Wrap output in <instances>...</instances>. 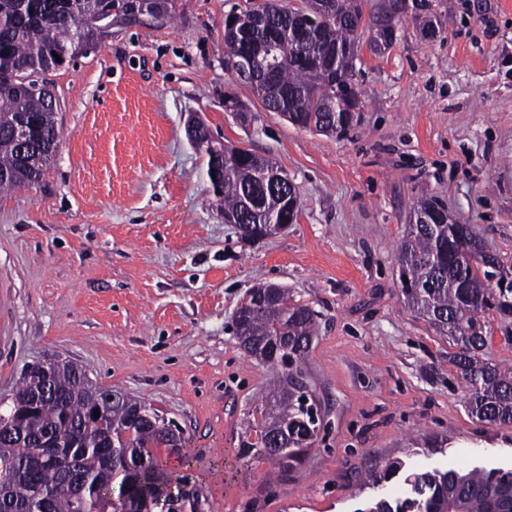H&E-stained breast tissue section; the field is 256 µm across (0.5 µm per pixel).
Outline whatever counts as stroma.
Masks as SVG:
<instances>
[{"instance_id": "stroma-1", "label": "stroma", "mask_w": 512, "mask_h": 512, "mask_svg": "<svg viewBox=\"0 0 512 512\" xmlns=\"http://www.w3.org/2000/svg\"><path fill=\"white\" fill-rule=\"evenodd\" d=\"M264 0H174L49 72L58 152L0 194V397L32 365L71 361L173 419L204 512H356L358 472L512 471V426L473 417L450 346L400 291L397 249L425 195L512 272V0H437L436 37L403 21L363 53L346 137L266 111L226 66L224 18ZM234 93L255 117L224 109ZM271 158L298 217L256 242L213 201L186 121ZM316 314L306 357L324 417L299 473L270 481L239 439L274 372L234 315L258 285Z\"/></svg>"}]
</instances>
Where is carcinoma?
Returning <instances> with one entry per match:
<instances>
[{
	"mask_svg": "<svg viewBox=\"0 0 512 512\" xmlns=\"http://www.w3.org/2000/svg\"><path fill=\"white\" fill-rule=\"evenodd\" d=\"M305 10L309 27L296 19ZM115 11L127 24L158 14L171 16V0H0V190L39 181L52 157L24 165L15 127L31 130L27 151L59 144L55 111L37 86L57 68L54 54L72 60L93 49L109 32L93 19ZM246 21L224 27L230 52L246 50L254 61V92L266 110L292 124L342 136L360 120V95L352 77L353 44L368 43L380 53L391 47L400 18L371 0H301L293 9L267 3L245 13ZM420 31L439 27L437 15L410 14ZM207 172L218 178V203L224 217L248 229L296 221L286 209L288 187L262 177L270 159L249 149L224 158L210 147ZM415 223L398 248L401 293L455 352L472 416L491 424L512 425V368L486 358L490 336L486 315L512 316V290L493 288L486 279L482 245L465 224L454 222L434 197L418 201ZM316 333L315 313L290 299L288 291L265 286L264 304L249 307L236 323V336L254 359L278 368L272 388L255 408V437L240 443L244 459L263 460L282 477L297 471L314 443L301 401V380L310 378L305 358ZM86 372L64 366L48 376L49 396L34 398L42 382L32 369L17 391V401L0 411V512H198L199 490L189 484L188 456L181 429L162 434L150 421L145 402L120 391L85 382ZM100 415L95 417V410ZM183 456L170 468L156 453ZM404 468L388 463L366 477L378 487ZM407 497L377 498L357 512H512V471L472 468L407 475Z\"/></svg>",
	"mask_w": 512,
	"mask_h": 512,
	"instance_id": "1",
	"label": "carcinoma"
}]
</instances>
